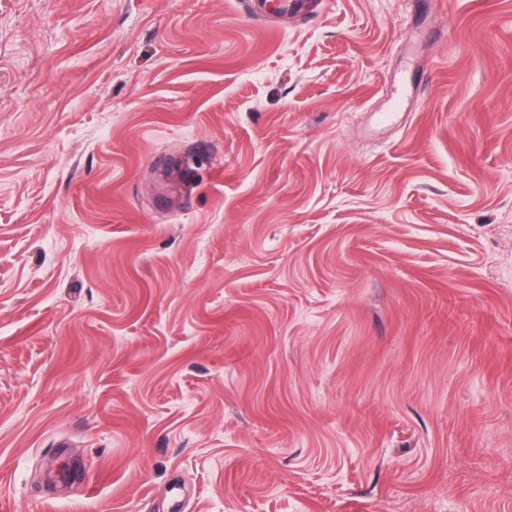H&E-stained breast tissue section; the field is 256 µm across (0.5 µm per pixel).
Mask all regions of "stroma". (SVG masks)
<instances>
[{"instance_id":"1","label":"stroma","mask_w":512,"mask_h":512,"mask_svg":"<svg viewBox=\"0 0 512 512\" xmlns=\"http://www.w3.org/2000/svg\"><path fill=\"white\" fill-rule=\"evenodd\" d=\"M0 512H512V0H0Z\"/></svg>"}]
</instances>
